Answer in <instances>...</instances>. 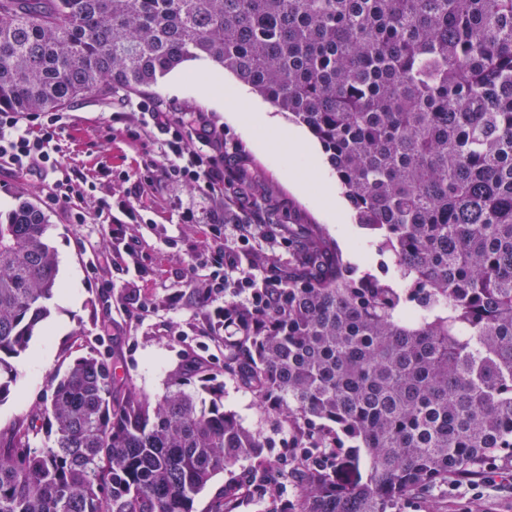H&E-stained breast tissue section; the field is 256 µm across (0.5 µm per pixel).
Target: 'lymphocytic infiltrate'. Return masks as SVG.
Wrapping results in <instances>:
<instances>
[{
  "mask_svg": "<svg viewBox=\"0 0 512 512\" xmlns=\"http://www.w3.org/2000/svg\"><path fill=\"white\" fill-rule=\"evenodd\" d=\"M64 116L52 113L40 116L34 113L0 112V162H6L25 175L54 176L53 195L56 202L70 207L73 223H87L86 213L76 208L77 200L87 193L85 180L71 176H59L61 162L51 147V129L60 127ZM116 122L122 123L128 139L146 142L152 132L164 136L163 156L167 161V178L177 184L197 188L204 196L213 197L224 191L223 158L217 153L221 141L215 127L203 113H196L195 122L200 127L196 137H188L184 123L175 113L158 108L156 103L141 105V116L131 119L125 114H115ZM206 235L216 246L196 256L195 262L207 268L208 275L202 281H189L188 287L202 299L212 303L206 320L211 335H220L224 330V308L219 301L224 296L227 284H234L235 295L240 301H248L250 288L254 285L251 276H240L229 282V271L238 269L241 255L253 247L259 236L253 224H227L222 219L210 218L205 226Z\"/></svg>",
  "mask_w": 512,
  "mask_h": 512,
  "instance_id": "lymphocytic-infiltrate-1",
  "label": "lymphocytic infiltrate"
}]
</instances>
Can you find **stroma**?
<instances>
[{
    "instance_id": "obj_1",
    "label": "stroma",
    "mask_w": 512,
    "mask_h": 512,
    "mask_svg": "<svg viewBox=\"0 0 512 512\" xmlns=\"http://www.w3.org/2000/svg\"><path fill=\"white\" fill-rule=\"evenodd\" d=\"M213 71L208 62L191 61L143 95L115 90L91 92L75 100L66 109V126L53 138L63 173L82 174L96 184L98 195L121 194L125 186L118 173L136 175L147 160L161 161L162 136L154 134L144 147L132 143L112 133L113 113L135 112L141 99L177 107L182 113L201 112L223 128L225 156L237 160V148H244L252 165L266 176L250 201L234 208L237 222L266 223L271 209H278L296 223L318 225L335 240L352 267L365 270V257L375 254L376 247L367 230L353 224L350 205L336 213L322 202L325 188H337L338 181L320 161V144L312 143L311 154L296 167L288 162L287 142L260 149L256 144L260 131L237 122L234 107H214L211 97H223L231 90L243 92L255 107L273 116L281 129L294 131V124L227 73L211 96L200 94L197 84ZM50 193L49 182L0 164V213L8 214L23 198L37 204L48 217L51 245L58 257L67 258L76 269L82 284L79 310H66L59 298H52L40 333L26 353L13 358L17 378L9 394L0 399V429L26 418L42 402L51 375L96 349L109 354L120 377L153 398L167 391L180 367L199 363L204 370L217 373L223 383L225 408L236 412L247 427L272 437L276 448H283L287 430L276 429L254 395L225 374L224 340L207 333L201 304L190 294L179 308H170L168 303L172 292L188 279L207 273L206 268L191 264L193 254L207 245L204 229L182 223L183 209L193 203L204 213H221L223 197L202 198L198 191L169 182L162 170H155L152 189L133 199L140 214L139 222L127 229L139 254L140 266L134 269L112 255L111 214H97L94 200L88 197L83 207L93 213L92 223H73L68 209L53 202ZM434 502L439 512H512V464L498 463L492 476L477 481H449L437 488Z\"/></svg>"
}]
</instances>
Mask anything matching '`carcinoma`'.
I'll return each mask as SVG.
<instances>
[{"label": "carcinoma", "mask_w": 512, "mask_h": 512, "mask_svg": "<svg viewBox=\"0 0 512 512\" xmlns=\"http://www.w3.org/2000/svg\"><path fill=\"white\" fill-rule=\"evenodd\" d=\"M206 60L307 128L399 280L356 275L314 225L267 223L288 261L224 299V369L287 429L282 507L257 431L182 389L152 399L74 360L0 431V512H399L512 460V0H0V111L141 94ZM224 180L261 182L248 156ZM45 213L0 222V398L58 290Z\"/></svg>", "instance_id": "1"}]
</instances>
